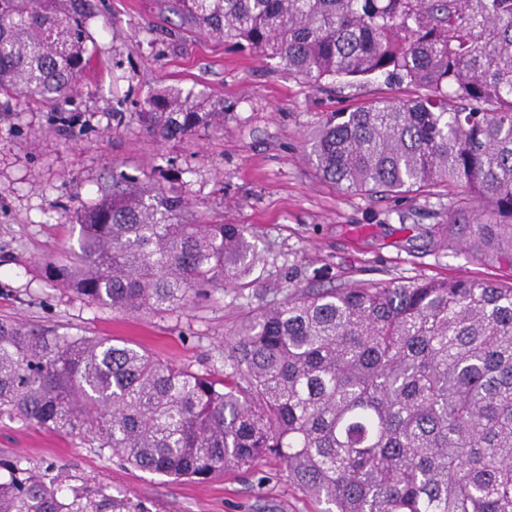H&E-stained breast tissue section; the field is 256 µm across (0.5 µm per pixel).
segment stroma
<instances>
[{"label":"stroma","instance_id":"stroma-1","mask_svg":"<svg viewBox=\"0 0 512 512\" xmlns=\"http://www.w3.org/2000/svg\"><path fill=\"white\" fill-rule=\"evenodd\" d=\"M93 60L64 113L39 98L0 100V319L112 339L216 377L224 340L288 289L357 281L478 277L512 282V265L479 258L448 233L446 192L402 199L344 194L318 176L309 139L326 113L416 97L383 79L314 85L278 61L203 31L175 0H94ZM177 87L224 103L223 128L160 139L138 117ZM125 112L123 124L112 120ZM124 173L165 186L193 222L246 225L259 259L238 283L176 312L122 313L55 285L47 262L76 245L77 216ZM22 459L67 486L124 500L132 512H319L277 458L208 481H173L110 450L0 416V457Z\"/></svg>","mask_w":512,"mask_h":512}]
</instances>
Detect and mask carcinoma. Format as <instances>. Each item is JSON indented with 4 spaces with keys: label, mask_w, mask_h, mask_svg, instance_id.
I'll return each instance as SVG.
<instances>
[{
    "label": "carcinoma",
    "mask_w": 512,
    "mask_h": 512,
    "mask_svg": "<svg viewBox=\"0 0 512 512\" xmlns=\"http://www.w3.org/2000/svg\"><path fill=\"white\" fill-rule=\"evenodd\" d=\"M205 31L306 81L382 78L424 94L330 113L310 139L343 193L454 197L448 228L512 265V0H176ZM94 0H0V95L69 100ZM170 88L140 118L163 139L224 126ZM119 174L83 209L48 278L126 313L184 308L251 273L241 224ZM215 379L97 336L0 320V415L66 431L132 466L206 479L264 455L322 512H512V283L291 288L225 342ZM0 512H131L0 462Z\"/></svg>",
    "instance_id": "1"
}]
</instances>
